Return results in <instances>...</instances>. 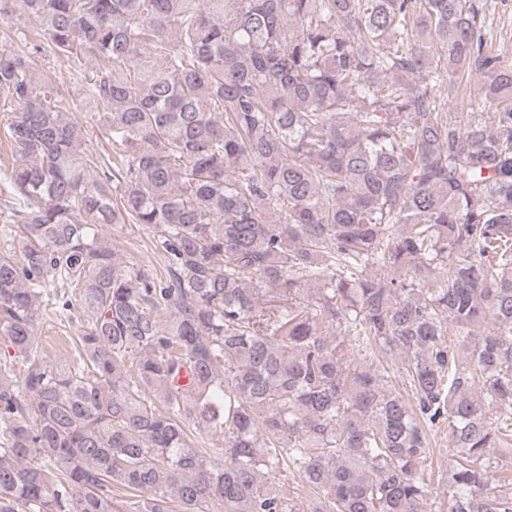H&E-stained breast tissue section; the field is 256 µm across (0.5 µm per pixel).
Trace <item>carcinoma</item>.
I'll list each match as a JSON object with an SVG mask.
<instances>
[{
	"label": "carcinoma",
	"mask_w": 512,
	"mask_h": 512,
	"mask_svg": "<svg viewBox=\"0 0 512 512\" xmlns=\"http://www.w3.org/2000/svg\"><path fill=\"white\" fill-rule=\"evenodd\" d=\"M17 12L43 39L0 48V512H429L441 428L448 512H512V66L474 0ZM46 51L94 59L111 155ZM474 74L487 111H446ZM102 224L143 225L165 274ZM44 311L81 324L66 362ZM79 325L74 322L70 327L59 325L47 313L39 319L37 332L43 353L53 361H65L73 354V341L78 335Z\"/></svg>",
	"instance_id": "cac0c4a2"
}]
</instances>
